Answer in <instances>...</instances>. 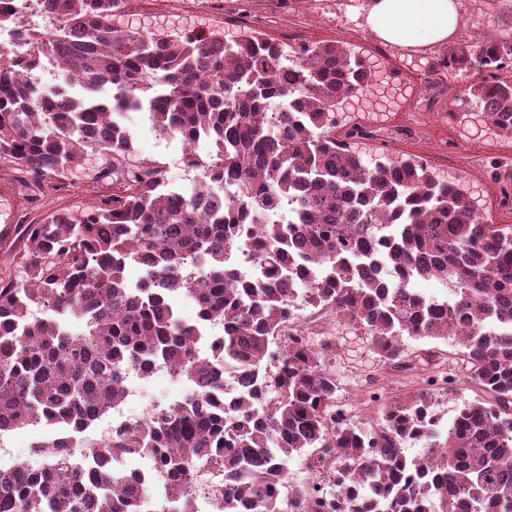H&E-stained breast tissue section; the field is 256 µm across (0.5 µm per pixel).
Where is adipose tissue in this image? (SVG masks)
<instances>
[{"instance_id":"ef3b65f1","label":"adipose tissue","mask_w":512,"mask_h":512,"mask_svg":"<svg viewBox=\"0 0 512 512\" xmlns=\"http://www.w3.org/2000/svg\"><path fill=\"white\" fill-rule=\"evenodd\" d=\"M364 26L382 41L415 53L447 45L458 32L461 0H366Z\"/></svg>"}]
</instances>
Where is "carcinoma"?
I'll return each mask as SVG.
<instances>
[{
	"instance_id": "carcinoma-1",
	"label": "carcinoma",
	"mask_w": 512,
	"mask_h": 512,
	"mask_svg": "<svg viewBox=\"0 0 512 512\" xmlns=\"http://www.w3.org/2000/svg\"><path fill=\"white\" fill-rule=\"evenodd\" d=\"M44 2L56 28L28 37L23 56L0 48V165L34 194L57 192L91 149L113 194L25 225L0 266V433L80 430L123 398L132 368L178 367L202 388L106 441L78 436L80 465L43 438L41 465L0 475V512H143L147 487L112 466L140 454L165 476L157 512H195V476L210 470L226 474L224 512L243 500L251 512H512V224L481 221L471 191L413 158L367 161L336 142V108L370 84L373 61L336 41L287 52L259 37L158 40L112 24L119 0ZM45 55L58 57L63 82L36 92L27 77ZM437 66L481 71L448 120H490L512 137V79L500 76L512 44H460ZM106 84L110 99L98 95ZM143 106L156 134L191 152L190 166L199 142L212 145L204 179L234 178L228 196L171 199L159 165L126 166L134 132L122 117ZM282 200L299 223L264 221ZM232 249L253 252L264 276L233 277ZM383 257L397 266L392 281L377 274ZM416 279L454 299L435 303ZM183 296L223 324L212 360L244 372L232 413L223 380L194 354L202 323L172 312ZM49 300L58 318L34 316ZM299 300L364 330L406 374L405 340L456 339L477 396L444 436L426 387L385 403L374 393L375 422L347 419L326 369L334 342L283 336ZM414 438L441 449L416 478ZM295 457L314 478L284 500Z\"/></svg>"
}]
</instances>
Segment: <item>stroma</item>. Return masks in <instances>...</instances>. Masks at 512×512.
<instances>
[{
    "instance_id": "1",
    "label": "stroma",
    "mask_w": 512,
    "mask_h": 512,
    "mask_svg": "<svg viewBox=\"0 0 512 512\" xmlns=\"http://www.w3.org/2000/svg\"><path fill=\"white\" fill-rule=\"evenodd\" d=\"M223 2L224 11L219 14L213 0H133L126 14L116 17L114 23L121 28L141 26L158 35L188 33L245 38L261 33L283 43L293 36L308 45L337 40L357 46L382 66L397 67L406 85L421 90L420 98L408 101L402 111L391 115L392 122L413 123L416 137L367 146L362 151L364 158L399 161L412 157L442 176L462 174L467 187L477 188L480 193V217L490 216L495 223L512 224L511 210L489 205L490 193L499 190L489 176V169L499 159L512 162V138L497 137L494 151L489 152L482 135L471 134L448 120L455 97L477 79V71L460 75L438 68L436 62L445 53L441 47L421 57L380 40L357 18L355 8L360 0ZM489 34L512 37V14L507 13L503 0H465L456 43L473 44ZM129 123L134 129V159L161 164L169 186L189 189L194 175L182 163L181 141L158 140L142 114L131 113ZM98 164L97 155H90L85 168L71 176L70 191H44L36 207L26 201L21 185L0 172V200L6 198L11 202L9 220L0 219V263L7 262L19 225L37 221L59 207L78 211L95 202V195L87 187L95 180ZM328 338L336 343L327 361L338 385L336 405L352 420L371 419L365 399L374 387L389 401L424 387L429 378L452 377V385L437 391L435 396V414L444 425L453 419L461 400L476 396L473 387L463 382L467 364L454 339L406 340V356L415 369L404 377L395 375L382 363L363 330L336 320L330 329L312 336L311 341L317 345Z\"/></svg>"
}]
</instances>
